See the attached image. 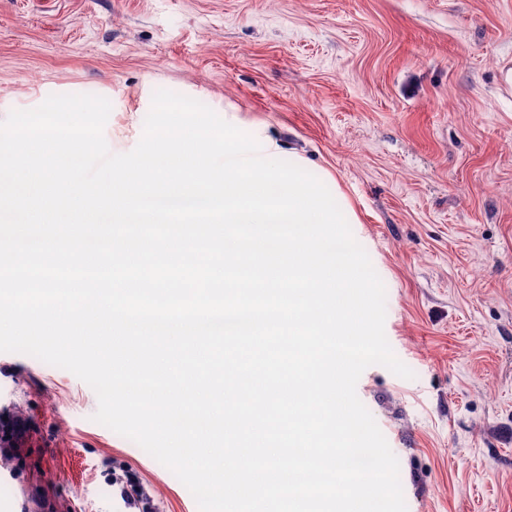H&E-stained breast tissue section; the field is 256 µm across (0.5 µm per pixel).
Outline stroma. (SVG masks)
Here are the masks:
<instances>
[{"mask_svg":"<svg viewBox=\"0 0 512 512\" xmlns=\"http://www.w3.org/2000/svg\"><path fill=\"white\" fill-rule=\"evenodd\" d=\"M512 0H0V122L53 94L112 106V153L156 90L235 111L284 161L341 189L386 288L385 334L413 373L372 365L356 393L399 461L407 512H512ZM94 390L0 352V502L199 512L135 442L94 421ZM121 498L128 508H140L139 512H151L150 498L138 481L127 479L121 490Z\"/></svg>","mask_w":512,"mask_h":512,"instance_id":"35a3bbf8","label":"stroma"}]
</instances>
